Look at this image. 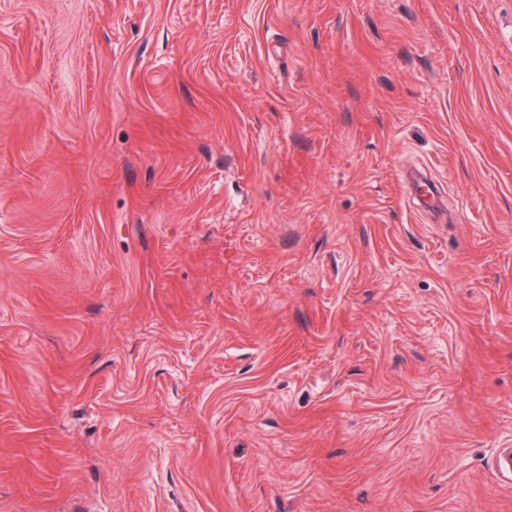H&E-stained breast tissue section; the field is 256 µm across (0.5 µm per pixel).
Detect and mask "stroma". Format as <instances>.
Wrapping results in <instances>:
<instances>
[{
    "label": "stroma",
    "instance_id": "stroma-1",
    "mask_svg": "<svg viewBox=\"0 0 512 512\" xmlns=\"http://www.w3.org/2000/svg\"><path fill=\"white\" fill-rule=\"evenodd\" d=\"M512 0H0V512H512Z\"/></svg>",
    "mask_w": 512,
    "mask_h": 512
}]
</instances>
